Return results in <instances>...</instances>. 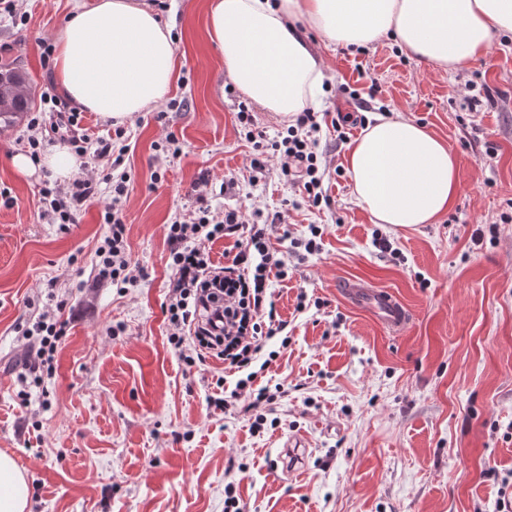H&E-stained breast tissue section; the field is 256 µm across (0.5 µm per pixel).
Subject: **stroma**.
Instances as JSON below:
<instances>
[{
    "label": "stroma",
    "instance_id": "obj_1",
    "mask_svg": "<svg viewBox=\"0 0 512 512\" xmlns=\"http://www.w3.org/2000/svg\"><path fill=\"white\" fill-rule=\"evenodd\" d=\"M207 3L151 4L174 25L165 119L153 109L120 124L82 113L90 139L124 130L123 208L141 279L123 293L95 286L91 273L108 186L63 230L40 214L44 173L26 178L11 165L53 81L39 43L75 0H21L23 24L0 15V72L23 69L29 101L0 123V452L27 476L28 512H224L230 482L246 512H496L501 490L512 491V35H494L484 58L448 72L406 57L389 37L354 49L308 31L326 74L315 137L330 203L315 208L279 158L251 168L255 149L236 120L246 97L207 38ZM485 87L491 100L471 106L468 90ZM395 110L457 159L459 195L437 223L376 225L352 194L348 141L362 120ZM340 112L359 118L342 141L332 125ZM203 178L212 208L255 211L263 222L277 214L288 228L272 238L288 264L272 283L288 338L268 341L277 356L257 377L280 393L257 432L210 404L224 394L218 378L236 382L223 362L186 365L167 341L165 226L192 208ZM312 224L325 229L322 249L297 260L291 241ZM488 224L495 239L474 241ZM377 231L399 258L373 246ZM348 280L396 295L407 328L392 334L350 305L339 288ZM60 302L66 337L55 371L24 401L22 329ZM291 437L305 439L307 461L275 476Z\"/></svg>",
    "mask_w": 512,
    "mask_h": 512
}]
</instances>
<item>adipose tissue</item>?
Here are the masks:
<instances>
[{
    "instance_id": "obj_1",
    "label": "adipose tissue",
    "mask_w": 512,
    "mask_h": 512,
    "mask_svg": "<svg viewBox=\"0 0 512 512\" xmlns=\"http://www.w3.org/2000/svg\"><path fill=\"white\" fill-rule=\"evenodd\" d=\"M207 33L228 79L268 112L293 121L324 94L322 63L306 39L363 47L395 36L410 57L448 71L486 56L496 33H512V0H209ZM171 24L143 0L76 6L54 37V78L76 103L119 122L148 111L175 78ZM346 170L374 223L433 224L459 193L447 145L402 114L377 115L350 142ZM22 176L47 168L62 181L80 170L67 146L40 161L15 153ZM30 488L14 458L0 453V512H27Z\"/></svg>"
}]
</instances>
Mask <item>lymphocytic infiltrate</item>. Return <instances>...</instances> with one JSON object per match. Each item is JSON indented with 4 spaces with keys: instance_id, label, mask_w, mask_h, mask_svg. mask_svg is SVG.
<instances>
[{
    "instance_id": "lymphocytic-infiltrate-1",
    "label": "lymphocytic infiltrate",
    "mask_w": 512,
    "mask_h": 512,
    "mask_svg": "<svg viewBox=\"0 0 512 512\" xmlns=\"http://www.w3.org/2000/svg\"><path fill=\"white\" fill-rule=\"evenodd\" d=\"M237 120L255 150H269L282 157V174L302 184L311 206L325 202L312 136L318 128L314 112L298 113L285 135L273 139L255 126L248 111L239 110ZM52 130L68 138L77 152L91 156L102 177L77 178L63 186L45 182L40 198L43 217L64 227L76 223L82 207L97 198L99 183L109 184L111 198L101 211L108 231L95 249L93 271L97 281L118 290L136 286L140 274L130 257L122 209L130 176L119 171L114 158L119 144L93 141L79 133L74 111L59 113ZM274 230V224L249 222L235 209L211 210L206 195L200 193L194 209L168 224L165 234L174 271L164 305L168 342L189 365L205 361L210 354L222 359L225 370L236 373L238 379L233 389L212 404L220 410L233 408L248 414L256 429L266 423L276 395L268 387L256 386L253 367L263 358L267 340L283 335L287 328L271 292L272 278L287 274L286 261L271 246ZM221 239L230 241L231 246L224 252L223 264L218 265L206 246ZM65 334L64 321L47 311L39 313L24 331L30 354L26 374L34 388L51 376Z\"/></svg>"
}]
</instances>
